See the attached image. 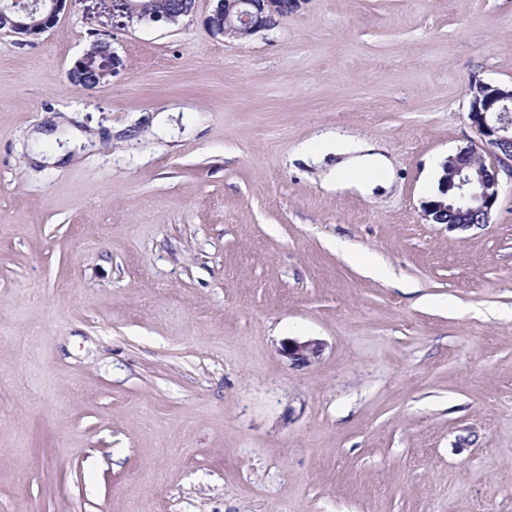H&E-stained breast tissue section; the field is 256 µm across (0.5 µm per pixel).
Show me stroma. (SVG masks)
Returning a JSON list of instances; mask_svg holds the SVG:
<instances>
[{
  "mask_svg": "<svg viewBox=\"0 0 512 512\" xmlns=\"http://www.w3.org/2000/svg\"><path fill=\"white\" fill-rule=\"evenodd\" d=\"M212 8L0 36V512H512V178L483 227L423 213L471 84L512 85V0H302L242 42ZM98 37L124 68L85 91ZM54 116L98 142L35 145ZM366 140L391 182L327 183ZM322 351V344L316 340L299 342L289 339L282 343L281 354L295 366H305L317 359Z\"/></svg>",
  "mask_w": 512,
  "mask_h": 512,
  "instance_id": "stroma-1",
  "label": "stroma"
}]
</instances>
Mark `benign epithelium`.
<instances>
[{"instance_id": "7a95c632", "label": "benign epithelium", "mask_w": 512, "mask_h": 512, "mask_svg": "<svg viewBox=\"0 0 512 512\" xmlns=\"http://www.w3.org/2000/svg\"><path fill=\"white\" fill-rule=\"evenodd\" d=\"M127 18L139 23L176 24L195 13L194 0H170L167 9L151 12L136 0H117ZM206 18L214 35L244 40L277 26L299 8L301 0H214ZM65 0H31L18 8L0 4V35L36 38L54 26ZM123 69L112 44L98 39L75 61L68 72L70 83L92 90ZM470 117L478 141L450 155L443 162L437 192L425 202L424 216L450 229L469 230L489 223L500 195L499 174L512 177V86L478 81L470 87ZM322 344L316 340L282 343L281 354L295 366L317 359Z\"/></svg>"}]
</instances>
